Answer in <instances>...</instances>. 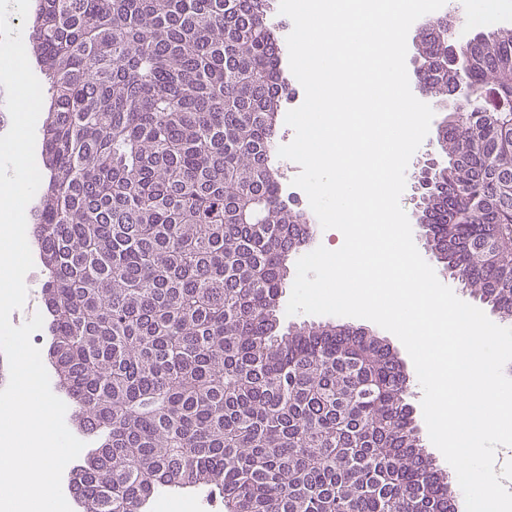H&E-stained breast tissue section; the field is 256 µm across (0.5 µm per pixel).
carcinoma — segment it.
<instances>
[{
    "label": "carcinoma",
    "mask_w": 512,
    "mask_h": 512,
    "mask_svg": "<svg viewBox=\"0 0 512 512\" xmlns=\"http://www.w3.org/2000/svg\"><path fill=\"white\" fill-rule=\"evenodd\" d=\"M273 0H38L48 80L36 236L51 356L93 425L85 512L216 488L230 512H460L386 340L280 330L310 240L272 162L283 92ZM419 33L432 97L460 84L418 194L441 273L512 323V29Z\"/></svg>",
    "instance_id": "obj_1"
}]
</instances>
